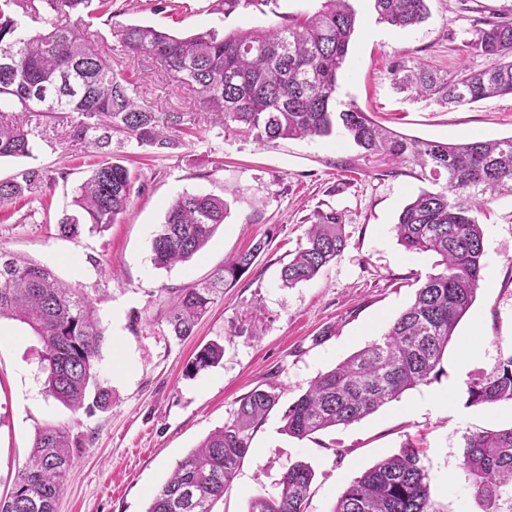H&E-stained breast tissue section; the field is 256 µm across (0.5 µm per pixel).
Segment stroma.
Here are the masks:
<instances>
[{
    "mask_svg": "<svg viewBox=\"0 0 512 512\" xmlns=\"http://www.w3.org/2000/svg\"><path fill=\"white\" fill-rule=\"evenodd\" d=\"M319 6L320 0H257L228 14L220 0H114L112 17L92 19L86 33L97 40L129 24L179 36L207 28L228 33L276 27ZM353 6L357 25L338 77L337 109L352 103L401 134L444 143L512 135V95L444 106L396 90L388 75L400 61L448 76L463 65L488 66L463 44L475 27L512 15V0H429V18L405 30L378 22L372 0ZM113 58L115 68L138 78L145 106L190 113L194 129L163 155L113 133V155L136 175L132 203L108 230L69 237L59 232L58 219L97 156L71 142L73 113L51 119L23 113L47 136L36 141L31 158H1L0 180L31 165L45 168L52 183L42 200H18L0 216V247L47 266L90 296H105L96 368L112 390V406L89 414L45 397L38 337L20 322L1 320L0 496L10 491L38 428L55 423L67 426L74 440L57 512H146L151 493L176 464L233 420L239 399L273 384L280 401L255 429L215 512H247L254 495L277 494L282 472L297 461L315 472L306 512H332L365 469L410 444L421 450L435 512H482L463 465V438L512 427V403L468 405L467 384L512 355V197L491 203L483 220V278L438 377L357 422L304 439L288 436L281 430L288 406L320 374L380 339L433 272L434 256L407 252L394 232L402 209L426 184L412 168L385 155L365 156L340 137L260 142L201 111L196 93L151 56L117 50ZM184 193L222 197L229 214L188 262L157 267L152 236ZM328 208L345 218L344 252L314 279L283 287L281 267L304 245L309 218ZM266 235L268 249L225 289L193 335L170 336L165 289L207 279L226 257ZM330 325L335 335L322 337ZM212 341L224 348L222 363L187 375V361ZM466 341L474 346L467 358L461 354Z\"/></svg>",
    "mask_w": 512,
    "mask_h": 512,
    "instance_id": "obj_1",
    "label": "stroma"
}]
</instances>
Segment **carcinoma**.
I'll use <instances>...</instances> for the list:
<instances>
[{
    "label": "carcinoma",
    "mask_w": 512,
    "mask_h": 512,
    "mask_svg": "<svg viewBox=\"0 0 512 512\" xmlns=\"http://www.w3.org/2000/svg\"><path fill=\"white\" fill-rule=\"evenodd\" d=\"M428 0H373L380 22L405 29L429 16ZM92 0H0V158H30L34 132L8 112H74L70 139L104 156L78 184L73 210L58 220L61 233L74 236L90 225L104 231L129 207L135 179L112 161V132L119 131L157 153L182 146L185 112H166L173 130L159 134V118L140 100L138 87L112 64V46L85 36L84 16ZM35 14L43 30L35 34L19 17ZM350 0H322L274 28L215 29L177 37L151 25H126L118 43L128 53L153 56L168 72L197 92L203 111L224 114L257 139L327 137L343 131L363 152L386 154L439 186L423 190L399 215L398 242L411 252L438 257L414 301L379 342L354 353L315 378L288 406L282 431L304 438L357 422L401 394L428 384L440 371L443 352L475 299L484 269V231L478 215L496 197L512 196V136L442 143L407 138L350 106L335 111L338 75L356 28ZM470 52L490 65L461 68L444 78L425 66L402 62L389 70L398 89L444 104L473 103L512 95V18L473 30ZM41 168L26 166L0 180V210L22 198L37 199L50 187ZM227 202L213 195L183 194L168 207L152 239L155 265L170 268L191 259L227 216ZM306 243L280 270L285 287L313 279L344 251L347 235L336 210H318L305 231ZM269 241L261 238L231 258L207 281L169 291L165 320L172 336H191L199 318L224 288L252 269ZM100 300L58 280L30 259L0 249V319L29 326L42 343L45 394L74 411L104 410L112 389L95 369L103 335ZM224 349L210 342L187 362V375L218 366ZM470 405L512 402V355L467 387ZM272 384L239 400L234 419L211 432L176 466L152 494L146 512H213L249 452L259 423L278 405ZM72 464L69 429L47 424L37 430L28 461L12 489L0 497V512H56ZM463 465L482 512H512V428L464 437ZM314 479L304 462L288 466L274 496L257 494L248 512H305ZM333 512H436L430 502L420 450L410 445L355 478Z\"/></svg>",
    "instance_id": "1"
}]
</instances>
